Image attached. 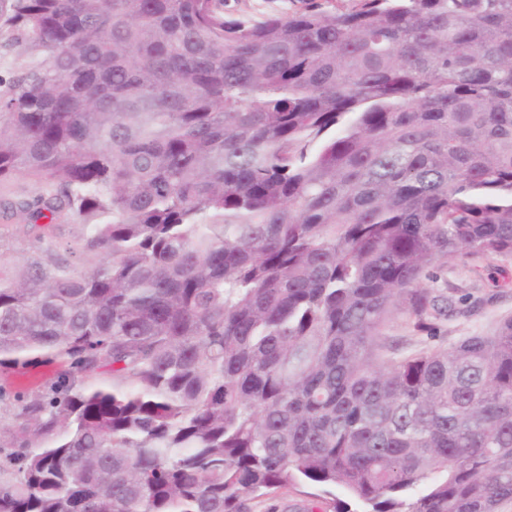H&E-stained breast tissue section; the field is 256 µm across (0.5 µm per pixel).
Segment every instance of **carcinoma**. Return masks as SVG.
I'll use <instances>...</instances> for the list:
<instances>
[{"label": "carcinoma", "mask_w": 512, "mask_h": 512, "mask_svg": "<svg viewBox=\"0 0 512 512\" xmlns=\"http://www.w3.org/2000/svg\"><path fill=\"white\" fill-rule=\"evenodd\" d=\"M0 512H512V319L443 328V259L512 257V0H0ZM22 176L33 189L7 185ZM305 0H226V18L259 22L271 16H288L303 10ZM16 31L0 28V92L8 89L11 82L32 67L36 53L17 39ZM52 366H41L25 373H0V391L6 394V399L13 400L17 392L31 393L54 376ZM0 402V430L11 427L12 417L5 402ZM322 490L320 487L282 490L273 500L255 502L253 512H324L319 511L318 508L330 512L328 510H332V498H336V505L339 504V499L345 501L352 511L361 512L367 510L358 501L346 496L337 488H327L326 490L330 491L331 494H325ZM304 492L319 495V497Z\"/></svg>", "instance_id": "1"}]
</instances>
